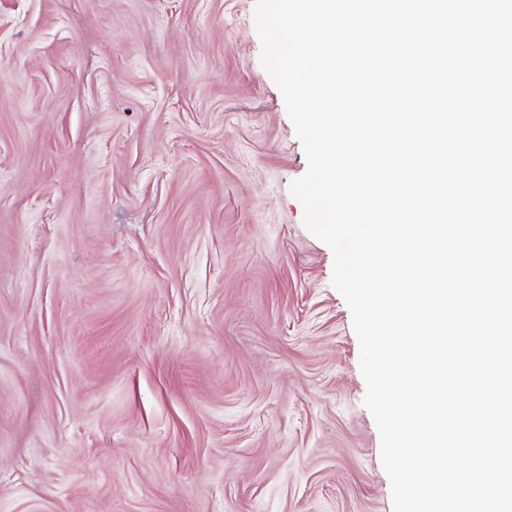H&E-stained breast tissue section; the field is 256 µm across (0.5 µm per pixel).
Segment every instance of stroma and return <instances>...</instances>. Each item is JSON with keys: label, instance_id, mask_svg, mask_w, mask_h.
Instances as JSON below:
<instances>
[{"label": "stroma", "instance_id": "35a3bbf8", "mask_svg": "<svg viewBox=\"0 0 512 512\" xmlns=\"http://www.w3.org/2000/svg\"><path fill=\"white\" fill-rule=\"evenodd\" d=\"M256 0H0V512H393Z\"/></svg>", "mask_w": 512, "mask_h": 512}]
</instances>
